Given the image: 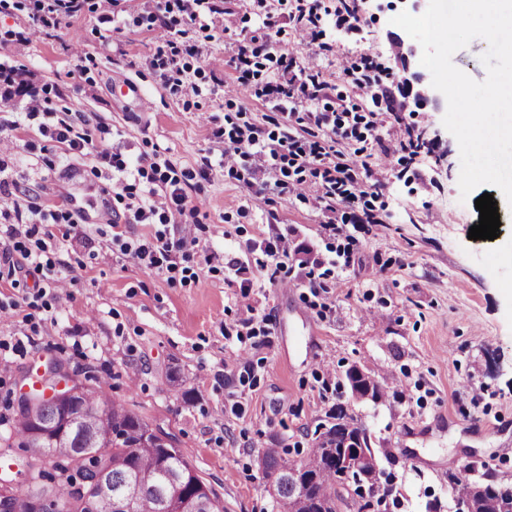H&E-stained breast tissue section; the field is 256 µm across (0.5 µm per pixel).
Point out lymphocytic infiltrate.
I'll return each mask as SVG.
<instances>
[{"label":"lymphocytic infiltrate","instance_id":"lymphocytic-infiltrate-1","mask_svg":"<svg viewBox=\"0 0 512 512\" xmlns=\"http://www.w3.org/2000/svg\"><path fill=\"white\" fill-rule=\"evenodd\" d=\"M120 0H29L28 8L34 20L46 29L55 28L61 18L78 17L84 11L98 12L101 23L117 24L115 12ZM224 8L217 0H161L152 20L157 29L165 34L152 58L153 67L165 79L178 76V61L186 54H201V47L174 37L176 22L202 24L216 20ZM21 68L0 65V100L24 97L28 100L26 115L39 120L43 135L67 147L68 151L81 154L96 150L89 131L76 127L74 119L57 117L45 106L43 98L32 87L23 85ZM326 85L318 78L298 85L292 82L269 85L265 94L283 104L282 118L286 131L280 137L266 138L262 127L251 125L243 129L225 131L216 128L215 139L224 143V158L239 157L264 163L271 158L284 167L293 168L298 183L310 182L322 190L321 199L328 212H335L338 205L355 201L360 188L358 167L344 159L336 151V138L343 133L344 123L333 112H294L288 110L289 98L301 96L308 100L319 99ZM98 158L112 167L118 178L106 190L112 202L102 214L107 223L116 225L153 224L157 230L153 237L128 242L121 235H113L112 243L120 252L134 257L152 273L163 275L178 272L179 263L189 260L190 250L198 238L191 224L177 223V216L187 209L193 187L179 177L170 160L152 162L149 168L129 171L121 154L109 150H96ZM81 217L80 208L66 211H46L37 206L13 202L10 212L5 213V226H0V270L15 275L23 262H30L34 272H52L55 263L46 259V243L41 235L43 224H74Z\"/></svg>","mask_w":512,"mask_h":512}]
</instances>
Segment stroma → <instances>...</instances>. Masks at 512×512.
<instances>
[{
	"label": "stroma",
	"instance_id": "35a3bbf8",
	"mask_svg": "<svg viewBox=\"0 0 512 512\" xmlns=\"http://www.w3.org/2000/svg\"><path fill=\"white\" fill-rule=\"evenodd\" d=\"M25 3L0 7V63L25 66L34 85L49 89L50 108L81 112L97 146L117 148L130 167L157 151L190 178L203 157L213 167L192 197L204 226L189 261L194 277L167 280L112 250L113 233L130 242L155 228L101 223L111 167L92 153L65 154L16 101L20 127L7 132L4 154L10 190L44 209L81 206L85 219L46 227L48 255L67 281L47 308L28 306V272L0 281V440L25 377L58 358L171 434L224 512H275L261 454L309 457L316 426L330 425L337 404L371 436L384 512H453L448 475L466 465L477 481L512 485V256L503 249L512 208L491 188L498 236L469 238L480 213L460 199L459 145L442 124L446 99L420 63L418 42L392 23L403 4L347 0L358 16L350 24L338 18L337 0H320L312 23L298 21L299 0H224L215 28L187 33L204 49L180 61L198 87L193 95L150 66L162 39L145 0H120L116 27L87 13L46 32ZM270 14L280 27L275 50L240 73L237 45L264 33ZM313 75L327 83L326 96L292 107L352 108L345 125L354 134L336 148L369 168L368 194L337 206L333 237L322 230L316 192L255 205L245 170L220 166L223 146L212 136L217 125L280 135L266 120L274 102L263 89ZM122 81L138 85L140 98H116ZM422 133L430 145L403 158L399 142ZM366 209L377 223H355ZM278 233L293 256L288 275L272 284L257 264ZM343 251L350 265L312 292L307 272ZM237 259L250 267V288L241 286ZM247 322L255 335H242ZM352 366L375 378L377 399L353 398L345 384Z\"/></svg>",
	"mask_w": 512,
	"mask_h": 512
}]
</instances>
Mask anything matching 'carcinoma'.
Returning <instances> with one entry per match:
<instances>
[{
    "mask_svg": "<svg viewBox=\"0 0 512 512\" xmlns=\"http://www.w3.org/2000/svg\"><path fill=\"white\" fill-rule=\"evenodd\" d=\"M79 408L86 411L74 422L67 435L58 441H32L24 428H12L9 439L26 449L28 458L33 461L36 482L30 484L25 493H16L11 498L9 512H30L29 496L48 494L60 500L59 512H85L81 497L63 489L42 484L49 477L43 465H49L60 472L73 471L77 478L91 477L100 472L108 473L112 479V492L99 497L96 512H113V500L117 495L134 491L133 484L139 474H152L160 465V451L142 449L132 455L134 446L140 444L144 433L160 444L168 445L171 453L169 468L182 479L187 492H201L207 500V512H224L216 494L209 489L183 459L180 451L167 444L169 435L150 429L149 425L130 412L124 404L109 400L103 388L86 385L75 397ZM335 423L326 428L332 448H341L353 440H360L364 448H370L366 429L355 423L346 408L336 406L331 414ZM264 466L278 473L275 485V499L279 507L287 505L288 494L300 491L305 500L304 512H317L319 506L339 497L340 477L336 470V456L315 455L308 460L284 463L278 453L269 449L264 453ZM449 480L457 488V498L470 497L479 484L470 479V469L449 475ZM485 495L496 499L512 512V486H499L493 483L484 485ZM168 494L165 484L132 496V512H162V502Z\"/></svg>",
    "mask_w": 512,
    "mask_h": 512,
    "instance_id": "cac0c4a2",
    "label": "carcinoma"
}]
</instances>
